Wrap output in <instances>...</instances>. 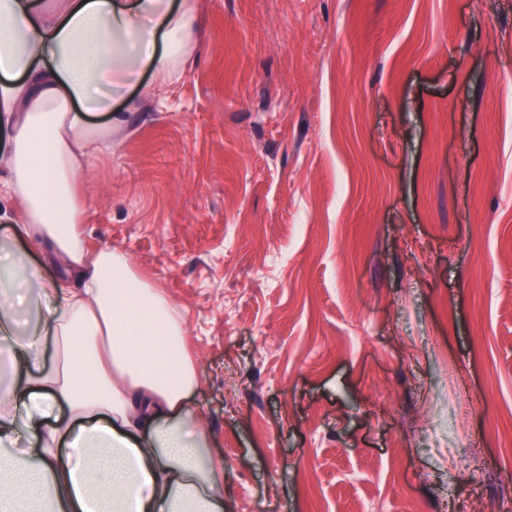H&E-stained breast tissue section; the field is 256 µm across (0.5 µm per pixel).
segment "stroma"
Returning <instances> with one entry per match:
<instances>
[{
	"label": "stroma",
	"mask_w": 512,
	"mask_h": 512,
	"mask_svg": "<svg viewBox=\"0 0 512 512\" xmlns=\"http://www.w3.org/2000/svg\"><path fill=\"white\" fill-rule=\"evenodd\" d=\"M86 174L186 319L224 512H512V0H199Z\"/></svg>",
	"instance_id": "35a3bbf8"
}]
</instances>
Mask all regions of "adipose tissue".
Listing matches in <instances>:
<instances>
[{"mask_svg": "<svg viewBox=\"0 0 512 512\" xmlns=\"http://www.w3.org/2000/svg\"><path fill=\"white\" fill-rule=\"evenodd\" d=\"M198 0H0V223L48 246L44 277L0 243V512H224V460L191 402L185 319L124 252H90L85 173L196 56ZM60 356L45 363L43 337Z\"/></svg>", "mask_w": 512, "mask_h": 512, "instance_id": "1", "label": "adipose tissue"}]
</instances>
